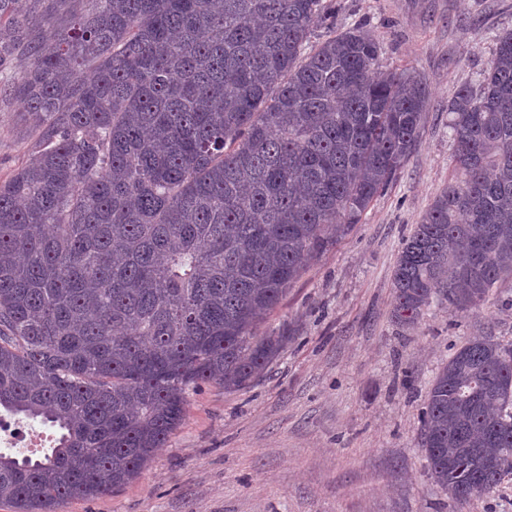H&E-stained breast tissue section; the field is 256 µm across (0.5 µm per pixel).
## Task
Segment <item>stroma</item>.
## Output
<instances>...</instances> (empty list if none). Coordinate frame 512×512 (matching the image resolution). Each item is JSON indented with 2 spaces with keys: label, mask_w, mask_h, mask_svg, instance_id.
<instances>
[{
  "label": "stroma",
  "mask_w": 512,
  "mask_h": 512,
  "mask_svg": "<svg viewBox=\"0 0 512 512\" xmlns=\"http://www.w3.org/2000/svg\"><path fill=\"white\" fill-rule=\"evenodd\" d=\"M336 25L363 24L383 69L430 90L417 146L363 213L258 323L285 343L243 390L204 384L140 477L61 512H512V475L459 503L419 445L427 392L467 339L512 344V281L479 308L433 302L417 324L393 316L403 240L455 179L448 101L476 82L512 0H332ZM34 123L0 102V182L37 151Z\"/></svg>",
  "instance_id": "stroma-1"
}]
</instances>
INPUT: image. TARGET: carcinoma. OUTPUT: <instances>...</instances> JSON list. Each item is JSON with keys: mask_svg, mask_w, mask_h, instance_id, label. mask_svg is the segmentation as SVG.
I'll return each mask as SVG.
<instances>
[{"mask_svg": "<svg viewBox=\"0 0 512 512\" xmlns=\"http://www.w3.org/2000/svg\"><path fill=\"white\" fill-rule=\"evenodd\" d=\"M0 0V98L40 128L0 182V411L59 426L0 453V502L57 512L135 480L202 383L247 388L256 336L306 262L359 223L415 149L426 85L378 71L323 0ZM27 63L17 67L19 56ZM448 183L403 241L394 317L512 279V29L448 101ZM420 445L458 502L512 474V347L474 338L436 375Z\"/></svg>", "mask_w": 512, "mask_h": 512, "instance_id": "1", "label": "carcinoma"}]
</instances>
